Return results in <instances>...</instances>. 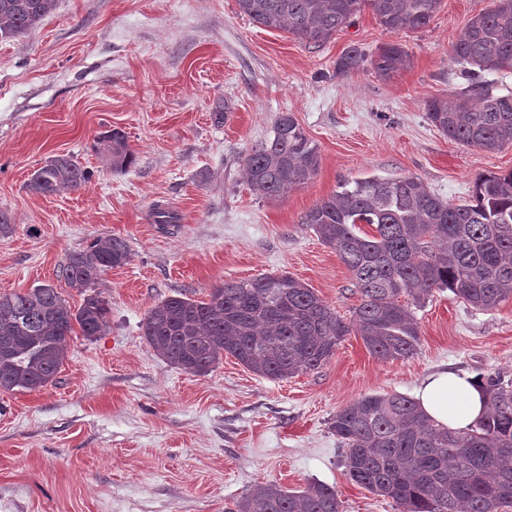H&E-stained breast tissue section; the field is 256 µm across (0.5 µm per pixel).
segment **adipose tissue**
Segmentation results:
<instances>
[{"instance_id": "ef3b65f1", "label": "adipose tissue", "mask_w": 512, "mask_h": 512, "mask_svg": "<svg viewBox=\"0 0 512 512\" xmlns=\"http://www.w3.org/2000/svg\"><path fill=\"white\" fill-rule=\"evenodd\" d=\"M416 401L435 424L459 432L468 431L487 410L481 379L451 369L427 376Z\"/></svg>"}]
</instances>
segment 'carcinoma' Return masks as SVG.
Masks as SVG:
<instances>
[{
    "instance_id": "obj_1",
    "label": "carcinoma",
    "mask_w": 512,
    "mask_h": 512,
    "mask_svg": "<svg viewBox=\"0 0 512 512\" xmlns=\"http://www.w3.org/2000/svg\"><path fill=\"white\" fill-rule=\"evenodd\" d=\"M241 14L267 29L286 31L319 47L369 10L389 33L426 27L441 0H236ZM57 0H0V42L17 38L56 8ZM453 60L482 72H512V0L474 17L452 47ZM369 63L391 80L411 67L396 41L371 56L356 47L336 61L346 75ZM430 122L448 139L488 151L512 145V92L488 82L471 83L448 98L427 102ZM99 144L115 170L136 156L121 130L102 133ZM248 182L276 200L309 183L319 152L296 118L278 117L273 136L243 158ZM90 173L71 155H58L27 183L51 196L82 189ZM323 244L336 250L352 275L360 304L344 321L314 289L286 274H262L226 282L208 299L171 296L142 322L151 348L187 372L206 374L230 354L252 372L288 379L315 372L354 331L380 360L411 357L419 343L413 313L403 294L421 304L448 289L471 306L489 310L512 299V171L479 176L472 199L452 205L428 192L413 176L344 181L340 190L302 217ZM371 232L361 230V225ZM131 260L127 242L96 239L69 253L57 277L83 295L77 310L57 289L44 285L0 295V392L39 391L52 383L67 353V339L102 335L109 306L96 291L100 276ZM490 412L462 434L437 427L412 398L362 396L333 417L331 428L345 447L350 479L390 498L399 512H507L512 508V378H483ZM232 512H343L336 491L312 484L288 491L259 483Z\"/></svg>"
}]
</instances>
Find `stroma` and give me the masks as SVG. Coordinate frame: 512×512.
Masks as SVG:
<instances>
[{
	"label": "stroma",
	"mask_w": 512,
	"mask_h": 512,
	"mask_svg": "<svg viewBox=\"0 0 512 512\" xmlns=\"http://www.w3.org/2000/svg\"><path fill=\"white\" fill-rule=\"evenodd\" d=\"M495 0H442L430 24L390 34L368 11L319 47L240 14L236 0H57L32 31L0 42V294L49 285L68 253L118 236L129 264L102 274L109 327L73 333L53 384L0 392V512H226L255 484L335 487L343 512H398L354 484L331 429L336 412L368 394L415 396L447 367L512 378V300L483 311L450 291L413 307L416 353L380 360L350 335L322 369L271 380L224 356L196 375L162 360L142 335L148 310L201 299L227 281L289 273L336 313L359 303L335 250L301 222L340 182L416 177L456 205L476 178L512 171V146L462 147L427 118V102L471 81L453 44ZM402 43L412 66L385 81L347 75L350 47ZM293 114L317 145L304 187L266 200L249 187L243 158ZM119 129L136 154L125 170L100 152ZM74 156L91 179L54 196L32 193V173ZM179 222L156 224L154 204Z\"/></svg>",
	"instance_id": "obj_1"
}]
</instances>
